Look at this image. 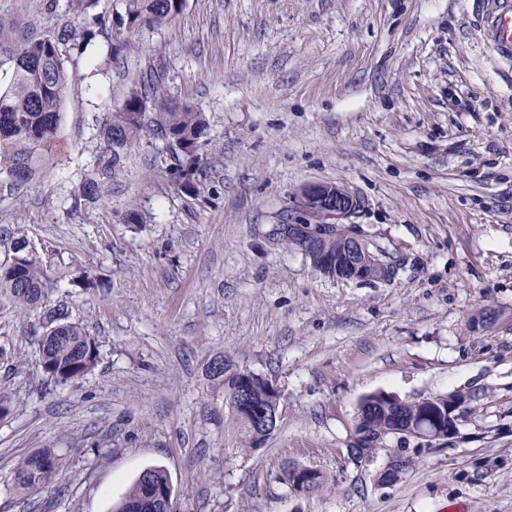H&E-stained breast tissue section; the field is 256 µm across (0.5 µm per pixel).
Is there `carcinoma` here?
<instances>
[{"mask_svg": "<svg viewBox=\"0 0 512 512\" xmlns=\"http://www.w3.org/2000/svg\"><path fill=\"white\" fill-rule=\"evenodd\" d=\"M99 2L67 0L66 14L73 20L89 19L98 25L116 55L136 49L141 33L171 23L185 6V0H123L124 11L114 29L106 26L103 15L97 12ZM72 33L67 24L53 37L21 32L9 51L12 77L8 86L0 89V175L24 167L27 178L12 182L18 189L31 182L47 162L58 136L62 97L71 81L65 46ZM161 85L162 76L151 73L113 106L102 128V178L116 174L133 147L157 135L166 140L175 161L198 155L208 128L205 113L171 101L161 93ZM53 266V255L40 256L24 246L16 247L13 259L0 268V293L21 309L38 307L52 287ZM39 351L46 374L60 384L83 379L95 368L99 356L94 340L81 324L53 315L39 339ZM210 379L224 396L225 414L239 436L242 450L256 449L262 435L257 421L271 408L269 380L230 360L224 361L221 370ZM428 412L442 425H448V396L437 395L432 402L414 400L399 406L383 392L371 394L358 407L354 421L356 440L373 454L378 434L396 427V418H402L404 424L416 422ZM65 465V457L50 449L28 456L14 472L15 488L25 495L41 493ZM157 490L172 494L169 473L161 466L144 470L122 496L115 512H170V503L156 499Z\"/></svg>", "mask_w": 512, "mask_h": 512, "instance_id": "1", "label": "carcinoma"}]
</instances>
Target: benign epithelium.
<instances>
[{
  "label": "benign epithelium",
  "instance_id": "benign-epithelium-1",
  "mask_svg": "<svg viewBox=\"0 0 512 512\" xmlns=\"http://www.w3.org/2000/svg\"><path fill=\"white\" fill-rule=\"evenodd\" d=\"M291 208L307 215L302 224L288 225L307 240L309 249L305 254L312 266L325 275L338 279L367 280L375 276L376 271L387 274L391 262L385 255L369 246V241L345 223L359 207V201L347 189L332 184H312L301 188L290 198ZM340 243V249L347 253L342 262L334 260L322 251L330 239ZM460 405L448 399V433H441V426H432L425 422L403 426L399 435L423 439L428 442L446 441L458 432ZM408 460L401 455L392 456L380 472L378 481L385 485L399 482L405 473Z\"/></svg>",
  "mask_w": 512,
  "mask_h": 512
}]
</instances>
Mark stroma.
<instances>
[{
	"label": "stroma",
	"mask_w": 512,
	"mask_h": 512,
	"mask_svg": "<svg viewBox=\"0 0 512 512\" xmlns=\"http://www.w3.org/2000/svg\"><path fill=\"white\" fill-rule=\"evenodd\" d=\"M478 0H186L177 19L111 57L91 24L48 165L0 177V262L15 242L56 257L41 306L0 296V512H112L140 473L166 468L174 512H512V65L476 22ZM66 0H0V86L14 34L56 35ZM205 112L196 161L158 140L132 149L97 200L100 129L142 74ZM335 183L384 248L387 280L332 279L279 241L289 199ZM138 213L139 223L128 221ZM92 286H85L84 277ZM98 346L60 384L39 367L47 312ZM226 357L281 394V419L242 451L207 367ZM466 399L456 438H387L352 460L361 400ZM52 448L66 467L22 496L18 462ZM401 482L379 483L390 455ZM326 489L291 492L289 464Z\"/></svg>",
	"instance_id": "stroma-1"
}]
</instances>
